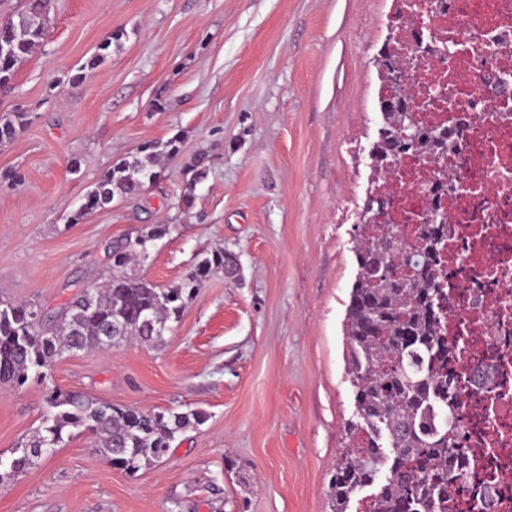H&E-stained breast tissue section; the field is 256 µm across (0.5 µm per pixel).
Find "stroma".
Returning <instances> with one entry per match:
<instances>
[{"label":"stroma","mask_w":512,"mask_h":512,"mask_svg":"<svg viewBox=\"0 0 512 512\" xmlns=\"http://www.w3.org/2000/svg\"><path fill=\"white\" fill-rule=\"evenodd\" d=\"M43 43L0 114V301L50 314L103 281L125 236L164 224L140 275L180 286L221 247L164 344L64 355L45 378L0 385V458L41 426L52 388L119 408L203 410L169 456L131 473L76 430L0 481V512H329L355 419L345 305L369 152L383 126L377 51L396 0H50ZM103 62L89 67V60ZM179 138L141 196L75 213L113 162ZM207 170L191 206L193 159ZM26 112H13L11 116L0 117V145L9 143L18 135L26 123ZM234 261L235 256L231 252L219 248L214 250L211 256L198 262L186 276L185 285H191L188 296L191 290L196 287V284L202 282L211 273L220 270L224 272L225 270L228 274H232Z\"/></svg>","instance_id":"obj_1"}]
</instances>
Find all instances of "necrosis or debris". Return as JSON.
<instances>
[{"label": "necrosis or debris", "instance_id": "necrosis-or-debris-1", "mask_svg": "<svg viewBox=\"0 0 512 512\" xmlns=\"http://www.w3.org/2000/svg\"><path fill=\"white\" fill-rule=\"evenodd\" d=\"M395 19L402 47L378 50L388 65L400 57L413 67L403 89L414 106L439 81L454 93L437 110L418 115L422 129L441 132L447 157L404 150L384 182L394 207L386 218L400 240L415 244L417 213L446 214L448 261L442 275L452 289L446 330L461 354L450 371L464 388L456 434L460 463L480 471L494 460L493 506L478 502L481 486L461 489V512H512V113L500 111L512 94V0H398ZM456 167L455 189L437 178L442 163ZM487 365L479 392L467 388L477 364Z\"/></svg>", "mask_w": 512, "mask_h": 512}]
</instances>
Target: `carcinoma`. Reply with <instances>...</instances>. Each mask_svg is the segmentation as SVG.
<instances>
[{
	"label": "carcinoma",
	"mask_w": 512,
	"mask_h": 512,
	"mask_svg": "<svg viewBox=\"0 0 512 512\" xmlns=\"http://www.w3.org/2000/svg\"><path fill=\"white\" fill-rule=\"evenodd\" d=\"M42 0H30L16 17L0 21V43L13 51L0 52V88L11 86L18 66L44 38L39 22ZM379 140L372 150L376 172L403 149L444 154L447 146L430 133L404 143L398 136L402 112L386 108ZM27 113L0 117V145L18 135ZM179 153L178 140L153 142L110 169L90 190L74 215H85L111 204L116 197L140 195L163 169L162 158ZM182 202L192 203L194 187L205 177V157L191 165ZM390 195L367 196V214L383 216ZM358 225L353 252L358 272L346 306L351 346L350 381L359 422L347 428L349 444L336 460L329 480L330 512H347L354 500H368V512H455L456 487L468 475L452 468L460 453L455 444V413L459 395L448 373V359L458 350L440 325L451 296L440 280L443 225L427 224L415 247L400 246L388 224ZM166 225L127 237L112 246L109 275L91 287L95 301L86 303L78 289L55 315L35 320L30 304H0V383L23 385L32 371L41 372L66 353L114 348L130 338L159 343L180 319L185 288H160L137 272L147 244L165 235ZM235 256L216 249L186 276L196 287L215 271L233 272ZM44 426L12 450L6 476L34 466L48 446H58L75 430L99 436L98 452L129 472L159 462L176 434L202 423L205 414L154 412L117 408L82 395L52 389ZM371 489L363 494L365 489Z\"/></svg>",
	"instance_id": "obj_1"
}]
</instances>
